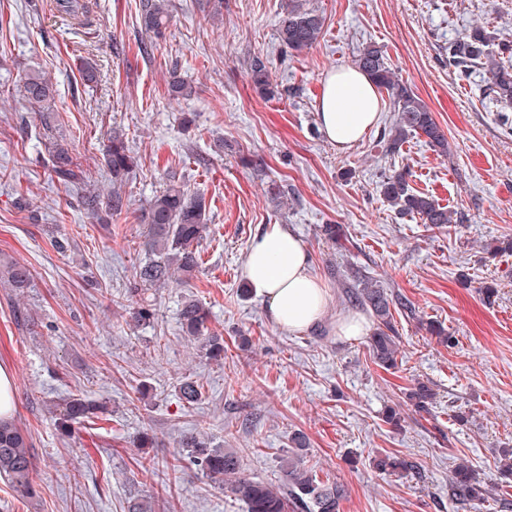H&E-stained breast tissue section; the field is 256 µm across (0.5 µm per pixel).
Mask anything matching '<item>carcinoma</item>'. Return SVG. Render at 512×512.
Instances as JSON below:
<instances>
[{
	"label": "carcinoma",
	"mask_w": 512,
	"mask_h": 512,
	"mask_svg": "<svg viewBox=\"0 0 512 512\" xmlns=\"http://www.w3.org/2000/svg\"><path fill=\"white\" fill-rule=\"evenodd\" d=\"M61 16L81 22L89 17L88 0H56ZM171 0H141L140 25L146 41L142 51L147 55L154 41L163 37L172 19ZM323 18L305 6L303 0H291L278 21L280 46L291 53H300L318 43L323 32ZM512 44L500 43L491 47V37L479 28L448 46V65L466 77L471 69L480 66L488 75L489 90L502 102L512 106ZM357 68L371 78L376 88L387 93L397 112L395 124L388 139L387 151L395 153L410 136H423L426 143L441 152L448 150V140L439 127L433 112L412 88L399 81L386 62L382 51L375 46L363 48L357 58ZM249 71L255 89L266 96L277 93L270 81L266 62L255 57ZM169 95L187 99L195 88L181 79L168 84ZM19 93L38 120V138L48 153V174L52 181L82 189V208L92 217L117 216L127 211L130 200L122 187L139 166L140 156L125 138L114 135L102 147V158L112 181L106 192L86 187V173L66 147L60 134L56 109V88L45 74L33 72L25 77ZM381 193L401 216L419 217L421 223L437 228L452 223V214L427 196L414 192L408 182V173L394 171L382 176ZM141 223L147 227L143 241L144 258L127 286V295L134 304L130 317L137 324H150L156 320V308L143 298L150 288H166L172 283L186 286L201 268L200 256L194 244L208 229L206 208L202 198L192 193L186 184L171 180L155 194L141 210ZM0 282L22 293L31 287L30 269L18 262L0 263ZM353 300L369 309L376 327L368 336V350L373 362L389 370L397 366L400 354L399 337L392 325L391 305L394 299L372 278L361 282V288L352 293ZM180 323L186 336L196 340L206 358L216 362L224 360V339L208 327L210 312L194 296L184 297L180 308ZM179 400L190 408L202 400L201 385L185 379L179 384ZM407 399L419 410L427 412L435 400L433 389L417 382L407 392ZM106 413L105 403L83 394H70L52 402L51 418L56 428L69 436L75 427ZM187 457L214 483L230 489L241 501L246 512H340L346 497L343 486L322 482L303 464L301 456L292 455L282 461V478L278 485L253 480L244 474L242 457L238 452L214 447L198 435L182 442ZM381 474L395 475L407 472L409 463L395 455H380L373 460ZM0 478L15 494L26 498L34 494L32 443L29 434L14 421H0ZM451 486L470 501L483 502L492 490L477 477L466 462L454 470Z\"/></svg>",
	"instance_id": "carcinoma-1"
}]
</instances>
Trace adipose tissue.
Returning <instances> with one entry per match:
<instances>
[{"instance_id": "obj_1", "label": "adipose tissue", "mask_w": 512, "mask_h": 512, "mask_svg": "<svg viewBox=\"0 0 512 512\" xmlns=\"http://www.w3.org/2000/svg\"><path fill=\"white\" fill-rule=\"evenodd\" d=\"M380 99L371 79L353 67L328 74L319 102L321 125L339 150L359 142L378 121ZM271 321L304 332L331 316L327 288L312 271L303 241L279 224L266 225L253 241L244 269Z\"/></svg>"}]
</instances>
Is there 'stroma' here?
<instances>
[{
	"label": "stroma",
	"instance_id": "obj_1",
	"mask_svg": "<svg viewBox=\"0 0 512 512\" xmlns=\"http://www.w3.org/2000/svg\"><path fill=\"white\" fill-rule=\"evenodd\" d=\"M90 2L89 23L77 25L60 18L55 0H0V257L24 263L34 279L22 294L0 284V365L14 378V418L32 439L36 479L25 499L0 480V512H127L130 499L157 494L160 512H243L190 459L177 473L165 461L179 455L184 435L201 433L237 449L246 475L276 484L297 430L307 438L306 466L345 486L341 512H500L498 495L457 500L451 478L465 461L505 488L498 467L512 453V253H492L512 237V125L503 124L505 106L482 69L462 80L449 68L448 45L476 27L512 42V0H307L324 19L323 35L293 56L276 33L288 0H224L219 20L200 0H172L171 22L147 57L138 49L140 0ZM370 44L429 106L447 153L421 137L387 152L395 114L385 95L377 125L349 150L324 135L317 105L325 78L355 65ZM255 56L280 97L253 87ZM85 58L97 65L96 82L82 76ZM32 71L55 84L61 130L91 184L110 186L100 154L109 134H123L138 152L125 187L130 210L111 224H97L76 192L36 162L37 120L16 93ZM174 76L195 96L170 100ZM187 114L194 122L186 128ZM395 170L447 206L453 224L399 215L379 188ZM172 176L207 206L202 267L186 291L224 336L220 364L180 328L185 290H147L153 324L136 325L126 310L142 257L138 216ZM273 182L287 190V205L271 200ZM268 224L302 238L336 314L365 315L345 294L362 274L408 303L393 314L396 368L375 365L364 337L337 336L335 325L282 330L257 293L241 294L251 243ZM329 224L343 246L325 236ZM62 236L63 253L54 246ZM489 282L498 285L491 303L482 294ZM430 321L454 345L430 335ZM187 377L204 392L192 408L178 399ZM418 380L436 393L427 413L405 398ZM68 393L105 402L107 415L61 436L47 407ZM394 403L405 418L400 431L383 420ZM142 433L155 440L151 473L139 463ZM385 452L411 471L378 474L369 461Z\"/></svg>",
	"mask_w": 512,
	"mask_h": 512
}]
</instances>
